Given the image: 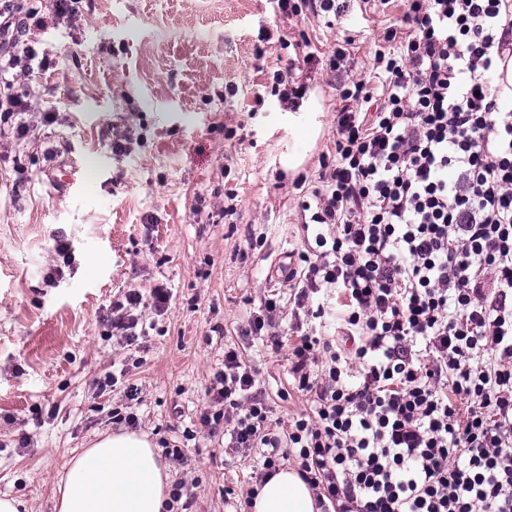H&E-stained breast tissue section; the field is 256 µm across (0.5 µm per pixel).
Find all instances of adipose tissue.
Masks as SVG:
<instances>
[{
    "label": "adipose tissue",
    "mask_w": 512,
    "mask_h": 512,
    "mask_svg": "<svg viewBox=\"0 0 512 512\" xmlns=\"http://www.w3.org/2000/svg\"><path fill=\"white\" fill-rule=\"evenodd\" d=\"M171 465L147 434H107L63 465L57 512H167ZM252 512H316L314 491L295 469L256 486Z\"/></svg>",
    "instance_id": "ef3b65f1"
}]
</instances>
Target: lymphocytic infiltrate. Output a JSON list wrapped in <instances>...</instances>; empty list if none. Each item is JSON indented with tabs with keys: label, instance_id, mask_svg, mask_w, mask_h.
Here are the masks:
<instances>
[{
	"label": "lymphocytic infiltrate",
	"instance_id": "lymphocytic-infiltrate-1",
	"mask_svg": "<svg viewBox=\"0 0 512 512\" xmlns=\"http://www.w3.org/2000/svg\"><path fill=\"white\" fill-rule=\"evenodd\" d=\"M0 0V53L37 56ZM512 0H406L369 73L349 51L335 154L301 208L302 268L282 267L304 321L282 344L279 300L250 331L287 348L308 396L287 437L236 350L215 375L208 434L258 448L259 482L287 463L318 512H512ZM352 347L322 338L330 320Z\"/></svg>",
	"mask_w": 512,
	"mask_h": 512
}]
</instances>
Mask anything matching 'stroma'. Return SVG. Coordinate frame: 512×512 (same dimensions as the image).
Returning a JSON list of instances; mask_svg holds the SVG:
<instances>
[{
	"instance_id": "1",
	"label": "stroma",
	"mask_w": 512,
	"mask_h": 512,
	"mask_svg": "<svg viewBox=\"0 0 512 512\" xmlns=\"http://www.w3.org/2000/svg\"><path fill=\"white\" fill-rule=\"evenodd\" d=\"M27 5L48 67L30 83L32 112L0 121V496L55 512L64 461L119 430L118 408L180 449L172 484L191 486L189 512H238L260 451L226 450L199 417L231 348L256 370L273 421L309 407L287 350L249 321L261 298L288 299L280 268L313 236L294 182L315 186L334 149L342 103L327 60L346 43L366 72L403 6L354 0L332 22L276 14L270 0H75L68 23L45 0ZM298 57L323 127L292 172L300 143L265 118L288 114L272 76ZM133 291L143 301L129 346L112 309Z\"/></svg>"
}]
</instances>
